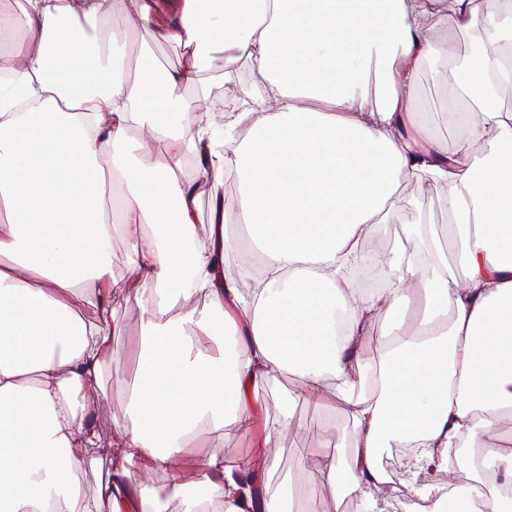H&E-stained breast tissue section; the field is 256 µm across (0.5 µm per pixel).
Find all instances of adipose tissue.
Listing matches in <instances>:
<instances>
[{"mask_svg": "<svg viewBox=\"0 0 512 512\" xmlns=\"http://www.w3.org/2000/svg\"><path fill=\"white\" fill-rule=\"evenodd\" d=\"M0 11V512H408L393 501L383 448L415 449L408 480L428 512H512V108L487 77L488 45L512 43V0H17ZM488 39L452 61L441 29ZM179 46L160 69L150 54L128 68L123 43L139 29ZM244 70L263 92L250 110L215 119L202 104L203 64ZM450 69L463 122L454 144L418 119L416 75ZM197 89L195 100L186 92ZM216 154L194 180L186 153ZM170 162L145 166L146 140ZM497 144L493 157L480 153ZM232 180L207 229L202 189ZM448 195L462 277L407 229L392 249L389 288L367 294L343 276L385 237L404 181ZM120 190L116 224L104 218ZM245 225L250 295L224 274L233 232ZM127 247L140 285L137 378L109 442L92 421L94 386L120 323L104 318L121 284L112 244ZM89 296L93 316L75 308ZM205 308L194 304L196 296ZM180 317H171L173 308ZM380 344L378 366L362 358ZM296 373L277 421L245 470L224 456V431L251 427L261 390ZM340 404L351 421L344 458L308 449L300 489L256 499L251 476L274 473L291 406ZM209 434L183 480L188 448ZM109 447L111 474L96 495L75 480ZM467 448L470 475L424 480ZM158 469L163 487L135 486L133 468Z\"/></svg>", "mask_w": 512, "mask_h": 512, "instance_id": "obj_1", "label": "adipose tissue"}]
</instances>
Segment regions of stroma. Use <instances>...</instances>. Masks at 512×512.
I'll return each instance as SVG.
<instances>
[{"label":"stroma","instance_id":"1","mask_svg":"<svg viewBox=\"0 0 512 512\" xmlns=\"http://www.w3.org/2000/svg\"><path fill=\"white\" fill-rule=\"evenodd\" d=\"M144 51L151 52L164 69L178 67L182 60L180 48L156 42L149 30L141 29L126 41L128 63H135ZM451 82L448 71L440 72L435 65H425L419 73L415 105L417 112L431 120L435 137L450 143L456 137L455 129L448 123L446 110L452 95ZM200 83L212 89L210 107L218 118L224 113L225 101H233L236 108L244 109L249 99L254 98L258 92L256 86L242 89L237 83L225 81L224 71L220 68L203 69ZM404 196L406 207L397 209L387 219L390 239L402 238L406 226L424 222L431 225L438 239L443 240L444 250H451L452 245L446 240L449 217L445 189L434 184L424 188L411 184L405 188ZM112 275L124 282L125 287L113 300L109 316L122 323L124 332L112 339L115 358L97 388L101 401L93 413V422L105 436L110 435L116 420L122 417L118 407L119 395L134 383L137 370L136 360L130 353L131 342L138 335L140 324V313L136 305L137 287L130 281L126 247L120 242L115 243L112 253ZM282 382V387L271 386L262 390L256 419L257 429L278 415L283 388L297 390L301 387V380L294 373L285 374ZM349 426L342 407L321 409L309 405L306 399H299L294 405L292 425L281 442L286 452L280 460V474L291 475L294 482H301L303 472L298 466L299 456L309 448H324L339 453L343 432ZM257 429L250 433L227 429L224 444L232 460L238 463L250 461L258 437Z\"/></svg>","mask_w":512,"mask_h":512}]
</instances>
